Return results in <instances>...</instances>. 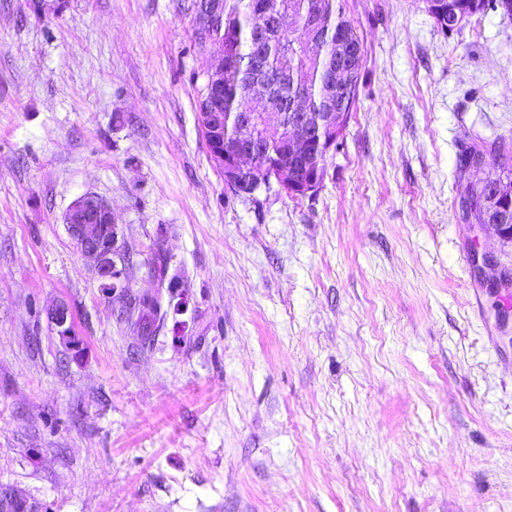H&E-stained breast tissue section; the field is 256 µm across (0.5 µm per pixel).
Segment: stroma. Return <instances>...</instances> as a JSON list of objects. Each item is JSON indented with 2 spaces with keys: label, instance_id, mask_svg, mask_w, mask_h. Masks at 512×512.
<instances>
[{
  "label": "stroma",
  "instance_id": "stroma-1",
  "mask_svg": "<svg viewBox=\"0 0 512 512\" xmlns=\"http://www.w3.org/2000/svg\"><path fill=\"white\" fill-rule=\"evenodd\" d=\"M344 8L364 68L321 188L245 199L180 0H0V484L48 512H512V319L472 260L512 243L458 207L463 135L512 144V16ZM88 192L132 293L171 299L151 345L66 231ZM48 316L62 340L72 344L77 343L75 336H72L69 310L64 304L56 305L48 312Z\"/></svg>",
  "mask_w": 512,
  "mask_h": 512
}]
</instances>
